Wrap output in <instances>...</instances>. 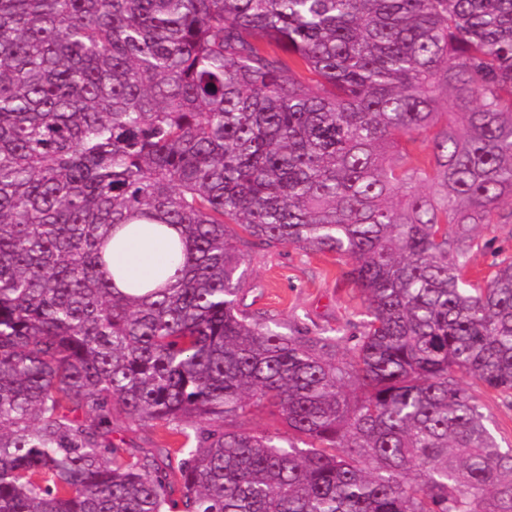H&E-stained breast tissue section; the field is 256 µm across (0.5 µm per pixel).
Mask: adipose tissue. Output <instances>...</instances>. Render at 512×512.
Returning <instances> with one entry per match:
<instances>
[{
  "instance_id": "obj_1",
  "label": "adipose tissue",
  "mask_w": 512,
  "mask_h": 512,
  "mask_svg": "<svg viewBox=\"0 0 512 512\" xmlns=\"http://www.w3.org/2000/svg\"><path fill=\"white\" fill-rule=\"evenodd\" d=\"M179 231L166 229L157 236L151 224L140 221L127 225L109 245L111 270L115 286L129 291L132 284L144 280L160 268L178 263L180 251L170 249L169 243L178 239Z\"/></svg>"
}]
</instances>
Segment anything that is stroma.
Masks as SVG:
<instances>
[{
  "label": "stroma",
  "instance_id": "stroma-1",
  "mask_svg": "<svg viewBox=\"0 0 512 512\" xmlns=\"http://www.w3.org/2000/svg\"><path fill=\"white\" fill-rule=\"evenodd\" d=\"M479 247L473 255V274H486L492 264L512 254V236L500 226L475 230ZM253 287V311L276 316L282 332L308 335L337 330L353 337L362 332L364 303L360 292L341 275L342 264L329 253L305 252L287 246L247 252ZM112 438L122 447L137 449L163 444L178 449L182 439L158 425L115 419Z\"/></svg>",
  "mask_w": 512,
  "mask_h": 512
}]
</instances>
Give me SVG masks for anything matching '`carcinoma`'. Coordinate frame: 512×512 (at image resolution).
<instances>
[{
    "label": "carcinoma",
    "instance_id": "1",
    "mask_svg": "<svg viewBox=\"0 0 512 512\" xmlns=\"http://www.w3.org/2000/svg\"><path fill=\"white\" fill-rule=\"evenodd\" d=\"M138 220L184 245L143 295ZM472 224H512V0H0V512H512ZM249 246L344 259L356 343L247 312ZM154 226L145 221L136 222L112 238L108 252L116 288L132 292V284L181 260L180 250L169 248L170 240L178 241L179 230L164 227L166 236L161 238L155 234ZM483 411L490 415L492 428L503 446L512 444V403L503 401L493 391L481 390L478 392ZM232 428H244L254 431H266L270 433H280L285 436L286 428L270 416L265 410L253 409L245 416L233 418V421H227ZM112 428L114 442L133 451L137 448H152L154 444H165L175 451L182 442V438L174 434L175 431L159 425H152V423L138 425L123 418H117L114 420Z\"/></svg>",
    "mask_w": 512,
    "mask_h": 512
}]
</instances>
